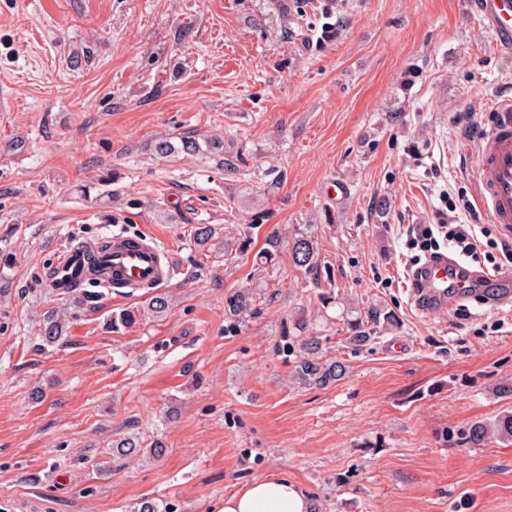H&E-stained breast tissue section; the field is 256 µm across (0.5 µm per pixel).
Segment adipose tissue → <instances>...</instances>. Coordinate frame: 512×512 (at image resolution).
<instances>
[{
    "instance_id": "obj_1",
    "label": "adipose tissue",
    "mask_w": 512,
    "mask_h": 512,
    "mask_svg": "<svg viewBox=\"0 0 512 512\" xmlns=\"http://www.w3.org/2000/svg\"><path fill=\"white\" fill-rule=\"evenodd\" d=\"M309 498L287 477L254 479L242 490L227 495L220 512H311Z\"/></svg>"
}]
</instances>
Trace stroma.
Segmentation results:
<instances>
[{
	"instance_id": "stroma-1",
	"label": "stroma",
	"mask_w": 512,
	"mask_h": 512,
	"mask_svg": "<svg viewBox=\"0 0 512 512\" xmlns=\"http://www.w3.org/2000/svg\"><path fill=\"white\" fill-rule=\"evenodd\" d=\"M507 97L512 57L466 0H0V512H218L272 474L316 512H512V441L464 439L512 411V302L484 290L422 314L405 278L408 225L438 223L449 197L481 247L441 251L501 261L475 178ZM186 133L242 151L240 171L155 152ZM197 224L219 246L196 249ZM296 224L321 271L285 253L258 266L269 228ZM113 233L169 249L173 279L72 309L64 342L41 345V315L64 303L50 257ZM246 284L255 309L230 323L224 297ZM157 291L167 317L107 327ZM375 304L397 327L349 344L344 313ZM301 316L346 368L328 387L292 379L281 331ZM131 434L164 455L113 458Z\"/></svg>"
}]
</instances>
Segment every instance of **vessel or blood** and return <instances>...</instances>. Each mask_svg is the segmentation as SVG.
I'll return each mask as SVG.
<instances>
[{
  "label": "vessel or blood",
  "mask_w": 512,
  "mask_h": 512,
  "mask_svg": "<svg viewBox=\"0 0 512 512\" xmlns=\"http://www.w3.org/2000/svg\"><path fill=\"white\" fill-rule=\"evenodd\" d=\"M469 5L495 45L511 54L512 0H470ZM475 183L493 223L499 224L505 237L512 238V100L503 102L492 115ZM98 260L106 281L116 289L159 286L169 282L174 271L171 256L154 240L145 238L133 244L128 238L115 237L111 249ZM86 264L83 243L69 245L51 262L49 287L62 288L71 281L75 267ZM408 279L416 309L434 315L447 314L449 301L467 296L486 282L500 288L503 295L512 294V274L486 271L461 275L454 259L445 254L429 258L409 272Z\"/></svg>",
  "instance_id": "b4317fda"
}]
</instances>
